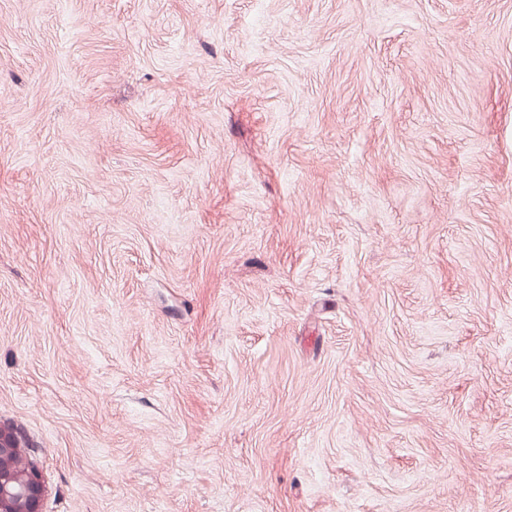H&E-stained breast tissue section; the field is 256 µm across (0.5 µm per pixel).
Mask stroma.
<instances>
[{
  "label": "stroma",
  "instance_id": "35a3bbf8",
  "mask_svg": "<svg viewBox=\"0 0 512 512\" xmlns=\"http://www.w3.org/2000/svg\"><path fill=\"white\" fill-rule=\"evenodd\" d=\"M45 512H512V0H0V425ZM15 431L12 435L11 448H14L9 457L0 459V471H4L9 479L8 489L12 493H20L30 481L32 472L38 467L34 458V450L28 437L19 429L10 427Z\"/></svg>",
  "mask_w": 512,
  "mask_h": 512
}]
</instances>
